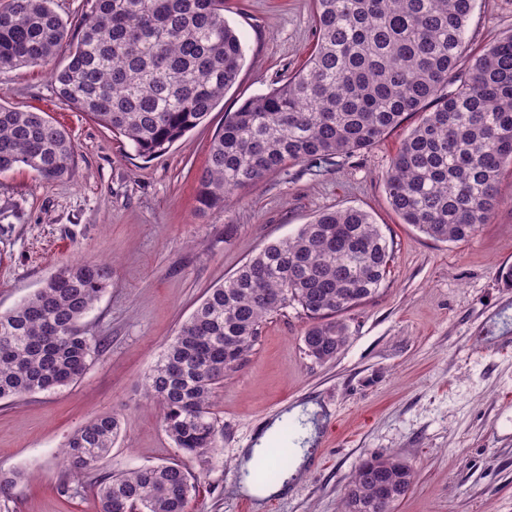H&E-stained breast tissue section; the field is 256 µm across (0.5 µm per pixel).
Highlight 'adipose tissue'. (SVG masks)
Here are the masks:
<instances>
[{"instance_id":"adipose-tissue-1","label":"adipose tissue","mask_w":512,"mask_h":512,"mask_svg":"<svg viewBox=\"0 0 512 512\" xmlns=\"http://www.w3.org/2000/svg\"><path fill=\"white\" fill-rule=\"evenodd\" d=\"M315 405L307 407H294L291 411L283 413L280 418L274 419L265 432L259 437L254 447L245 448L241 451L242 467L244 470H252L257 457L270 447L273 439L284 423L295 421L299 424L297 441L289 448L288 465L283 474L284 480L296 478V476L307 466L309 458V446L315 435V427L312 415L315 412Z\"/></svg>"}]
</instances>
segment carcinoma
I'll return each mask as SVG.
<instances>
[{
  "label": "carcinoma",
  "mask_w": 512,
  "mask_h": 512,
  "mask_svg": "<svg viewBox=\"0 0 512 512\" xmlns=\"http://www.w3.org/2000/svg\"><path fill=\"white\" fill-rule=\"evenodd\" d=\"M53 0L0 4V70L47 65L68 106L125 137L137 155L166 152L207 118L243 67L244 48L224 0H88L81 34L69 37ZM475 0H314L317 41L306 65L225 115L198 176L201 208L224 207L241 188L295 162L368 151L418 116L391 161L385 191L402 223L441 242H466L503 203L512 165V31L461 67ZM75 146L42 112L0 104V173L25 167L50 182L67 175ZM392 248L359 208L326 210L266 245L210 288L146 377L176 448L201 464L219 451L210 411L216 386L242 366L266 319L297 304L309 320L305 351L324 362L349 339L343 315L382 288ZM112 266L59 267L32 294L0 312V401L15 403L76 382L107 339L85 318ZM120 430L97 417L68 439L70 472L94 476L100 512H187L195 484L179 463L101 475ZM283 447L257 462L260 485L278 480ZM414 482L396 456L356 466L342 512H394Z\"/></svg>",
  "instance_id": "cac0c4a2"
}]
</instances>
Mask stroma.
<instances>
[{"mask_svg":"<svg viewBox=\"0 0 512 512\" xmlns=\"http://www.w3.org/2000/svg\"><path fill=\"white\" fill-rule=\"evenodd\" d=\"M245 63L207 119L166 153L136 155L128 141L60 101L48 69L0 71V103L47 113L71 135L67 176L43 182L25 168L0 174V312L61 265L106 260L112 280L86 318L107 349L75 383L0 402V474L25 472L10 512H98L91 478L70 474L61 450L94 418L117 414L121 432L98 464L112 473L179 461L196 476L188 512H340L358 463L395 455L414 469L395 512H512V166L490 224L469 241L440 242L401 223L385 176L407 127L333 162L291 164L202 211L197 177L209 145L247 98L305 63L317 39L312 0H224ZM512 30V0H476L463 59ZM368 211L392 244L379 293L348 312L350 337L335 359L307 356L301 307L263 323L237 372L218 388L223 434L207 467L167 436L144 382L165 343L221 284L267 244L327 209ZM317 404L319 430L301 480L256 509L237 491L240 449L285 410Z\"/></svg>","mask_w":512,"mask_h":512,"instance_id":"1","label":"stroma"}]
</instances>
